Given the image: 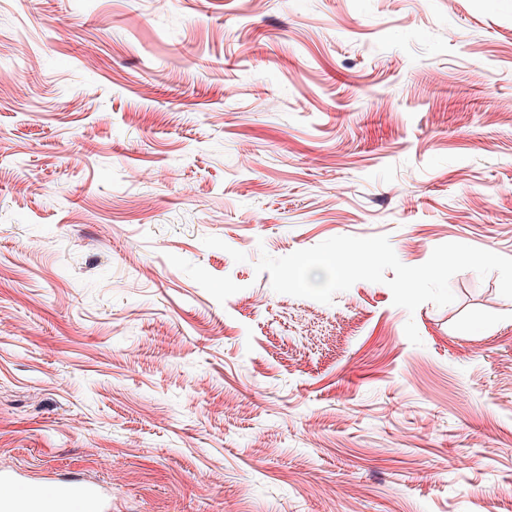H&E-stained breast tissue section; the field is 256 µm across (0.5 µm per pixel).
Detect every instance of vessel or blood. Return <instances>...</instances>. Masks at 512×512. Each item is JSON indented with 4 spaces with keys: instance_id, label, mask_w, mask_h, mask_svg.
<instances>
[{
    "instance_id": "vessel-or-blood-1",
    "label": "vessel or blood",
    "mask_w": 512,
    "mask_h": 512,
    "mask_svg": "<svg viewBox=\"0 0 512 512\" xmlns=\"http://www.w3.org/2000/svg\"><path fill=\"white\" fill-rule=\"evenodd\" d=\"M0 485L9 487L10 495L0 498V512H83L87 502L97 500L94 487L71 481L51 486L49 498H42L24 481L7 473H0Z\"/></svg>"
}]
</instances>
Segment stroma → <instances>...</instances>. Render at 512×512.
Returning a JSON list of instances; mask_svg holds the SVG:
<instances>
[{"label": "stroma", "mask_w": 512, "mask_h": 512, "mask_svg": "<svg viewBox=\"0 0 512 512\" xmlns=\"http://www.w3.org/2000/svg\"><path fill=\"white\" fill-rule=\"evenodd\" d=\"M343 235L512 258V0H0V472L95 512H512L498 274L410 313L255 272Z\"/></svg>", "instance_id": "obj_1"}]
</instances>
